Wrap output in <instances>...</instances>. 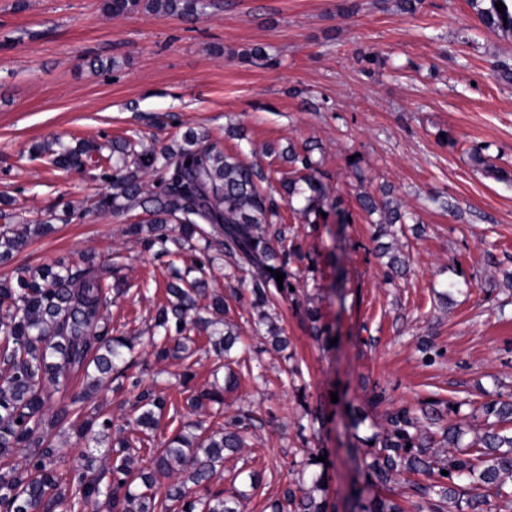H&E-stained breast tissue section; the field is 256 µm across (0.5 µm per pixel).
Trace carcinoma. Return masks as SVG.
Returning a JSON list of instances; mask_svg holds the SVG:
<instances>
[{"label": "carcinoma", "mask_w": 512, "mask_h": 512, "mask_svg": "<svg viewBox=\"0 0 512 512\" xmlns=\"http://www.w3.org/2000/svg\"><path fill=\"white\" fill-rule=\"evenodd\" d=\"M504 4V12L496 3ZM479 11L483 26L493 32L512 34V0H485ZM211 0H105L106 12L114 17L139 10L196 21L205 15ZM315 146L298 152L288 149V176L276 169L247 163L237 153H228L205 135L189 132L182 144L145 146L138 133L105 143L76 140L65 144L52 141L32 147V154L55 170H83L93 162L112 165V192L96 202L99 209L114 213L139 208L147 220L127 225L143 249L157 257H169L170 280L165 301L158 307L153 354L158 360L175 359L186 363L183 383L193 374L187 361L194 351L188 346L191 333L221 324L209 339L212 349L224 357L227 373L224 387L238 385L230 368L232 351L241 343L238 326L229 319L206 320L199 315L198 298L208 288V271L215 258L202 254L191 259L188 278L176 266L185 261V244L193 239H219L223 255L235 271L249 278H238V287L250 295L257 310L254 324L265 329L271 344L288 345L282 327L273 324L265 308L279 305L291 294L297 278L290 263L298 248L284 227L278 200L288 204L293 218L316 224L321 213L331 210L340 223H350L349 211L339 208L324 183L325 173L313 157ZM155 176L152 189L144 190L143 177ZM381 196L360 188L355 194L358 207L371 215L382 213L380 224H401L404 214ZM302 202L299 208L294 201ZM11 224L0 225V266L10 264L30 238L52 231L54 216L29 221L17 213L8 214ZM380 232L373 234L381 255L392 270L406 272L405 260L389 247L379 244ZM284 274L278 287L271 271ZM118 284L108 281L94 257L86 256L79 265L43 264L35 269L21 268L10 278L0 279V512H85L91 505L105 503L108 512H244L248 495L239 491L225 495L214 480L224 452L246 447L251 417L243 416L205 436L189 437L180 428L155 447L152 432L168 410L165 395L142 379L128 373L135 366L133 338L116 335L105 317ZM82 373L85 389L71 397L70 407L55 412L53 425L71 433L88 451L83 461L66 466V449L55 444L46 427V414L54 393L68 388L70 376ZM129 379L138 390L128 422L131 429L119 431L115 443L110 438L112 418L101 411L87 410L93 393L106 380ZM197 409L205 403L224 404L223 391L204 389L187 399ZM487 422L468 444L459 423H448L442 439L448 447L442 455L433 450L434 440L422 429L419 418L407 408L387 418V427L361 443L371 442L366 464L369 477L382 486L406 474H423L426 484L414 485V492L427 504L429 512H477L480 505L494 498L500 509L512 512V401H492L483 406ZM150 450L148 467L137 466L134 451ZM23 453L24 461L10 459ZM312 454L298 471L302 496L288 488L283 498L273 500L270 512H328L325 472ZM447 474H441V471ZM173 479L158 494L161 480ZM352 512H404L395 497L376 493L363 498L354 490Z\"/></svg>", "instance_id": "1"}]
</instances>
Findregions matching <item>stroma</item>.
Segmentation results:
<instances>
[{
  "mask_svg": "<svg viewBox=\"0 0 512 512\" xmlns=\"http://www.w3.org/2000/svg\"><path fill=\"white\" fill-rule=\"evenodd\" d=\"M212 2L187 23L112 17L105 0H0V198L34 220L109 192L103 170L53 171L33 158L32 145L55 138L102 143L134 130L145 144L173 145L192 128L283 172L269 146L315 143L352 221L291 222L299 279L270 311L287 350L256 331L249 301L232 303L247 347L240 386L223 410H190L177 362L152 355L169 270L124 234L142 220L138 208L56 223L0 266V277L94 256L125 283L108 309L112 328L136 336L143 383L171 401L156 441L183 424L212 431L250 415L249 445L225 457L219 478L231 492L244 473H259L245 512L282 497L290 470L315 452L326 459L329 512H349L360 477L352 448L383 430L388 413L466 422L483 404L512 398V82L497 75L500 62L512 64V35L487 31L469 0H424L412 15L397 0ZM255 46L270 64L241 62ZM96 59L118 65L97 72ZM232 127L245 139L228 136ZM361 182L374 193L391 186L421 226L420 235L390 238L409 259L405 277L375 254V219L353 198ZM309 307L336 344L315 341ZM295 365L297 378L288 373ZM135 396L130 384H111L92 405L123 427ZM316 407L325 423L300 430L305 409Z\"/></svg>",
  "mask_w": 512,
  "mask_h": 512,
  "instance_id": "obj_1",
  "label": "stroma"
}]
</instances>
